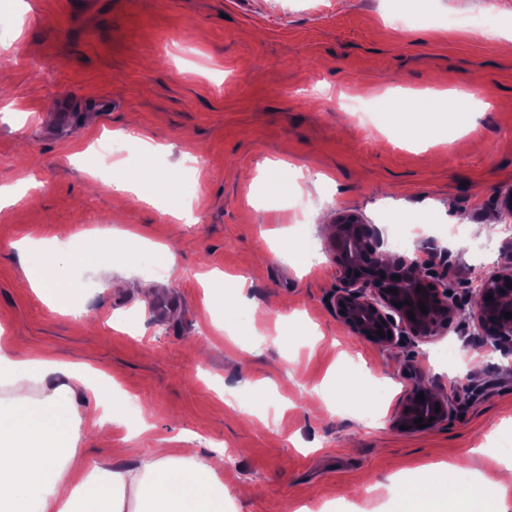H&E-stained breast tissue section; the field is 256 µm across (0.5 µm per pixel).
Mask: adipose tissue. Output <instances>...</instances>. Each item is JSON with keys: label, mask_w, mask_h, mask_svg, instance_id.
Masks as SVG:
<instances>
[{"label": "adipose tissue", "mask_w": 512, "mask_h": 512, "mask_svg": "<svg viewBox=\"0 0 512 512\" xmlns=\"http://www.w3.org/2000/svg\"><path fill=\"white\" fill-rule=\"evenodd\" d=\"M22 252L38 269L27 276L28 288L52 302L81 289L64 274L70 262L103 271L112 267L111 250L74 235L63 251L51 239L29 242ZM102 375L39 350L19 353L0 346V512H225L223 451L158 448L122 467L85 455L82 438L108 412L81 402L89 395L103 401L97 385ZM452 470L446 463L424 467L412 512H424L422 503L429 499L464 500Z\"/></svg>", "instance_id": "adipose-tissue-1"}]
</instances>
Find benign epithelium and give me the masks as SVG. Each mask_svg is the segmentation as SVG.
<instances>
[{
	"label": "benign epithelium",
	"mask_w": 512,
	"mask_h": 512,
	"mask_svg": "<svg viewBox=\"0 0 512 512\" xmlns=\"http://www.w3.org/2000/svg\"><path fill=\"white\" fill-rule=\"evenodd\" d=\"M383 245L381 232L374 225L363 223L356 214L337 216L329 248L340 265V286L335 294L340 318L356 336L382 347L397 345L407 336L424 344L445 335L463 305L455 295L448 294L446 276L437 272L435 259L422 261L416 254L390 263ZM418 287L423 292L416 291ZM391 288L397 293H390ZM468 297L472 301L471 317L482 331L485 344L495 349L504 343L512 345V317H506V313H512V267L481 273L470 282ZM397 302L401 306H395ZM420 302L427 306V312L420 310ZM380 329L392 336H379ZM402 377L411 387L397 413L401 428H418L414 420L420 417L426 426H435L452 413L448 399L425 384L416 361H409ZM419 395L424 399H417Z\"/></svg>",
	"instance_id": "obj_1"
}]
</instances>
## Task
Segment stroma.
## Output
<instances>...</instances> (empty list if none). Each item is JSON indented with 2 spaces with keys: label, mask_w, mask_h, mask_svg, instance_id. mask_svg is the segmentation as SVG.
Wrapping results in <instances>:
<instances>
[{
  "label": "stroma",
  "mask_w": 512,
  "mask_h": 512,
  "mask_svg": "<svg viewBox=\"0 0 512 512\" xmlns=\"http://www.w3.org/2000/svg\"><path fill=\"white\" fill-rule=\"evenodd\" d=\"M431 8L433 21L409 22L396 0H0V72L11 79L0 95V187L41 183L0 220V331L15 348L111 376L125 417L91 431L86 453L105 456L103 437L133 461L174 437L223 447L228 512H400L401 497L384 490L392 475L410 483L439 461L476 483L497 478L495 449L512 444V352L487 348L465 314L440 340L383 348L355 336L333 301L339 267L326 228L340 213L387 238L410 233L409 252L436 254L462 301L472 271L499 268L512 246L503 236L490 253L477 248L512 215L501 204L512 190V55L446 22L474 15L497 28L512 0ZM365 78L404 96L349 111ZM433 88L485 108L427 148L394 114ZM136 138L159 152L143 158ZM107 140L123 155L101 178L93 157ZM276 161L303 172L282 199L264 188ZM146 162L143 199L115 207L113 179ZM184 167L189 192L177 186ZM316 171L324 181L313 182ZM181 210L188 219L173 221ZM62 226L103 241L133 229L147 245L113 256L105 290L71 266L83 290L52 306L19 289L18 247ZM286 229L306 249L303 269L282 254ZM217 270L250 284L230 323L236 347L206 310L200 276ZM145 280L157 293L146 305ZM270 299L271 313L252 320V305ZM116 315L126 327L113 326ZM412 358L427 384L458 395L456 412L428 429L395 423ZM354 374L371 390L349 389ZM258 404L267 425L247 418Z\"/></svg>",
  "instance_id": "stroma-1"
}]
</instances>
